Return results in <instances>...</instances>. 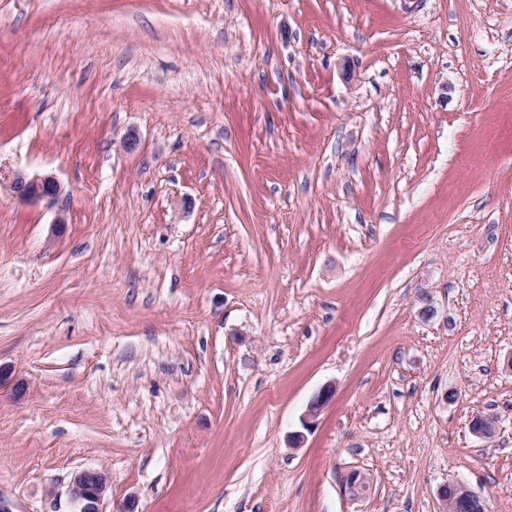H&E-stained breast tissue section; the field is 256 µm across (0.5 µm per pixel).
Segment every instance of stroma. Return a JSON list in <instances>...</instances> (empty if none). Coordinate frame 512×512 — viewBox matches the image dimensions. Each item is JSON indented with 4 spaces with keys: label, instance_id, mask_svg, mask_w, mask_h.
Masks as SVG:
<instances>
[{
    "label": "stroma",
    "instance_id": "35a3bbf8",
    "mask_svg": "<svg viewBox=\"0 0 512 512\" xmlns=\"http://www.w3.org/2000/svg\"><path fill=\"white\" fill-rule=\"evenodd\" d=\"M511 355L512 0H0L13 512H512ZM17 195L28 201L54 199L61 191L59 181L52 175L26 180L19 177L14 187ZM108 489V477L101 470H82L71 481L69 494L78 506L76 512H106L103 501ZM458 496L453 498L454 491L451 486L448 487V494L446 493L447 485L440 488L438 496L442 504L440 512L448 511V498H453V511L455 512H483L487 508L486 500L471 491L467 486L462 483L455 484Z\"/></svg>",
    "mask_w": 512,
    "mask_h": 512
}]
</instances>
